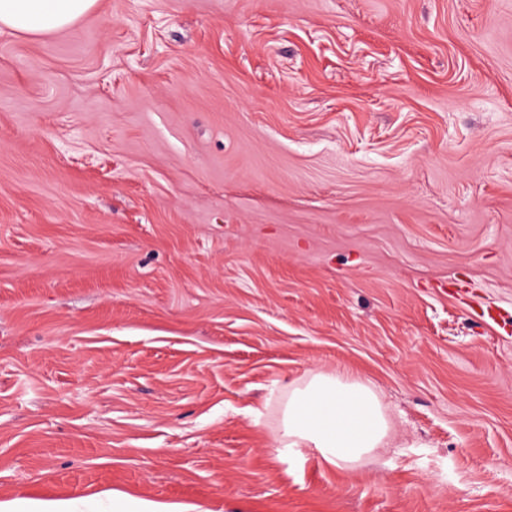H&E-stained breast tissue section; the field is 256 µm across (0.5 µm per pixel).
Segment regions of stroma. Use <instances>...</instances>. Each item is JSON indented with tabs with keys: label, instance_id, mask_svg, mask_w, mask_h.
Here are the masks:
<instances>
[{
	"label": "stroma",
	"instance_id": "35a3bbf8",
	"mask_svg": "<svg viewBox=\"0 0 512 512\" xmlns=\"http://www.w3.org/2000/svg\"><path fill=\"white\" fill-rule=\"evenodd\" d=\"M368 383L388 445L279 448ZM512 512V0H97L0 26V501ZM96 0H0V25L30 35L53 33L88 14ZM388 431L370 385L319 372L289 387L277 442L280 448H315L329 464L341 466L381 448Z\"/></svg>",
	"mask_w": 512,
	"mask_h": 512
}]
</instances>
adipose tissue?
<instances>
[{"mask_svg": "<svg viewBox=\"0 0 512 512\" xmlns=\"http://www.w3.org/2000/svg\"><path fill=\"white\" fill-rule=\"evenodd\" d=\"M96 0H0V25L30 35L53 33L88 14ZM389 424L367 383L315 373L288 390L282 448H313L331 465L356 462L381 447Z\"/></svg>", "mask_w": 512, "mask_h": 512, "instance_id": "adipose-tissue-1", "label": "adipose tissue"}]
</instances>
